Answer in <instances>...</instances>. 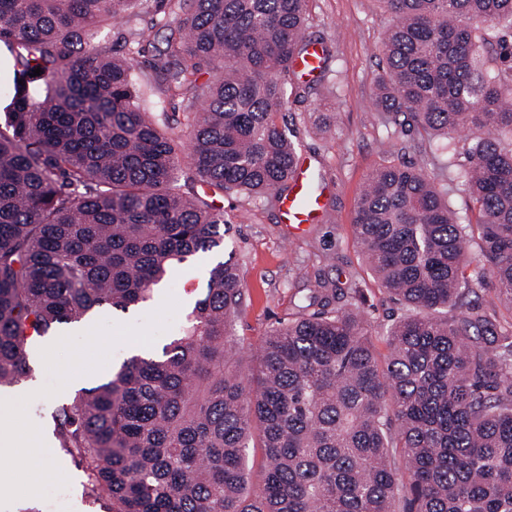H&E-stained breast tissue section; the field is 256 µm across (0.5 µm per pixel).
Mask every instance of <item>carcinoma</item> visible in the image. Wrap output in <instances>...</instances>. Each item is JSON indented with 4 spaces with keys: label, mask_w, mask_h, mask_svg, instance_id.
I'll return each mask as SVG.
<instances>
[{
    "label": "carcinoma",
    "mask_w": 512,
    "mask_h": 512,
    "mask_svg": "<svg viewBox=\"0 0 512 512\" xmlns=\"http://www.w3.org/2000/svg\"><path fill=\"white\" fill-rule=\"evenodd\" d=\"M145 2L0 0L14 68L0 121V390L30 374L37 338L142 308L174 265L223 249L216 198L277 192L296 164L277 116L312 89L294 68L312 45L308 0H169L152 72L185 102V138L94 44ZM380 2L393 24L378 106L445 140L449 161L455 132L476 133L462 173L475 223L421 166L369 174L355 239L406 309L383 363L359 289L318 278L242 373L241 279L231 260L214 265L161 351L52 412L110 512H512V322L470 299L489 276L512 307V0ZM251 447L263 458L252 491Z\"/></svg>",
    "instance_id": "carcinoma-1"
}]
</instances>
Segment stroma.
Listing matches in <instances>:
<instances>
[{
  "label": "stroma",
  "instance_id": "1",
  "mask_svg": "<svg viewBox=\"0 0 512 512\" xmlns=\"http://www.w3.org/2000/svg\"><path fill=\"white\" fill-rule=\"evenodd\" d=\"M168 19V5L150 0L145 13L117 19L102 31L100 40L113 56L131 60L143 105L163 114L168 126L178 132L184 128V106L158 89L150 68L164 47ZM390 23L380 0H309L308 32L327 47L330 71L305 97L289 98L279 123L309 168L312 190L324 200L320 221L296 234L283 224L275 196L227 195L219 201L228 220L224 255L237 265L244 288L235 331L247 354L244 369L257 368L256 354L266 330L294 314L305 288L319 277L343 288L357 285L359 307L376 355L381 359L387 355L385 328L403 309L378 286L353 228L356 202L372 168L403 161L429 162L452 209L461 216L469 212V196L457 177L467 164L468 132L458 138L454 166L445 169L432 160L433 138L395 131L378 110L375 81L383 65L381 44ZM203 260V255H196L175 266L169 276L165 290L177 300L180 311L168 335L177 334L184 309L206 285L208 267ZM48 382L47 370L41 365L17 392L30 396L28 416L46 436L49 454L69 483L46 498H19L4 512H108L106 500L87 494L79 463L51 436V413L59 400L41 396Z\"/></svg>",
  "mask_w": 512,
  "mask_h": 512
}]
</instances>
